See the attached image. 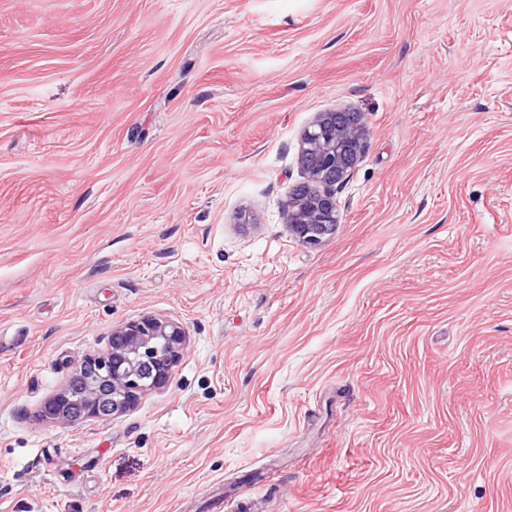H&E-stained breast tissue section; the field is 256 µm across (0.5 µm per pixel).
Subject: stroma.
<instances>
[{"label":"stroma","instance_id":"35a3bbf8","mask_svg":"<svg viewBox=\"0 0 512 512\" xmlns=\"http://www.w3.org/2000/svg\"><path fill=\"white\" fill-rule=\"evenodd\" d=\"M144 316L187 333L165 387L42 421ZM219 500L512 512V0H0V512ZM364 137L357 112H322L305 130L299 160L310 181L323 189L301 187L288 212L289 227L302 244L317 246L334 233L337 216L332 187L356 167Z\"/></svg>","mask_w":512,"mask_h":512}]
</instances>
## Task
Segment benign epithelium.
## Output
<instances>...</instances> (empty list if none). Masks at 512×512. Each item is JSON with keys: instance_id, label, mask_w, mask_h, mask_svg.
<instances>
[{"instance_id": "1", "label": "benign epithelium", "mask_w": 512, "mask_h": 512, "mask_svg": "<svg viewBox=\"0 0 512 512\" xmlns=\"http://www.w3.org/2000/svg\"><path fill=\"white\" fill-rule=\"evenodd\" d=\"M364 137L357 112H322L305 130L299 160L315 186L298 189L288 212L289 227L302 244L317 246L334 233L332 187L356 167ZM185 343L184 327L166 319L148 316L113 328L109 348L86 355L79 364L76 377L85 384L81 393L71 383L61 386L44 403L40 417L66 424L134 409L147 392L165 386Z\"/></svg>"}]
</instances>
